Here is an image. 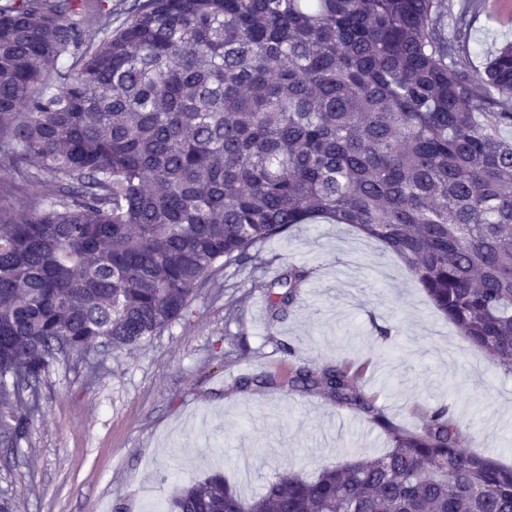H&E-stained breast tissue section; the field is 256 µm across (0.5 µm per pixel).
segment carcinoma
Instances as JSON below:
<instances>
[{"mask_svg":"<svg viewBox=\"0 0 512 512\" xmlns=\"http://www.w3.org/2000/svg\"><path fill=\"white\" fill-rule=\"evenodd\" d=\"M445 0H0V443L61 358L135 345L297 224H346L512 371V42L458 59ZM118 20L112 26V20ZM310 271L269 285L293 305ZM346 366L290 390L391 448L244 499L215 472L174 512H512V468L446 407L394 427ZM27 391L31 401L21 393Z\"/></svg>","mask_w":512,"mask_h":512,"instance_id":"1","label":"carcinoma"}]
</instances>
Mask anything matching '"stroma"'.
Instances as JSON below:
<instances>
[{
	"instance_id": "stroma-1",
	"label": "stroma",
	"mask_w": 512,
	"mask_h": 512,
	"mask_svg": "<svg viewBox=\"0 0 512 512\" xmlns=\"http://www.w3.org/2000/svg\"><path fill=\"white\" fill-rule=\"evenodd\" d=\"M469 9L461 60L483 69L512 41L498 0ZM312 272L274 313L265 283L290 265ZM185 317L144 342L58 362L16 445H0V500L14 512H149L174 487L222 472L239 496L275 473L380 456L390 440L370 415L284 386L292 366L359 371L365 396L398 428L418 431L447 406L465 446L512 466V373L492 366L436 311L400 260L345 224H301L267 239L255 260L224 268ZM390 328L381 337L379 328ZM272 374L276 385L240 389Z\"/></svg>"
}]
</instances>
